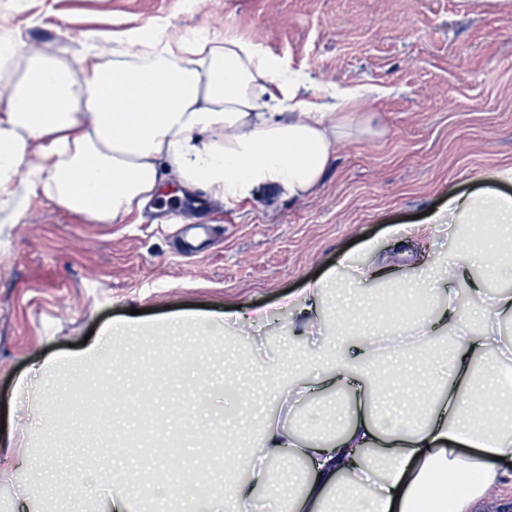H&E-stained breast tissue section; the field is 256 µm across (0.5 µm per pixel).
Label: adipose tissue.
<instances>
[{
    "label": "adipose tissue",
    "mask_w": 512,
    "mask_h": 512,
    "mask_svg": "<svg viewBox=\"0 0 512 512\" xmlns=\"http://www.w3.org/2000/svg\"><path fill=\"white\" fill-rule=\"evenodd\" d=\"M303 86L301 75L249 42L155 24L108 46L86 35L67 58L9 42L0 46V210L21 223L29 195L39 193L85 220L114 224L159 197L171 178L187 193L237 204L264 190L305 196L339 143L376 129L364 115V88L330 85L302 98ZM448 217L453 237L468 235V251L427 260L419 285L394 277L388 260L362 264L347 253L289 300L293 333L302 338L324 322L328 299L374 306L373 283L410 302L416 315L401 325L385 312L382 337L348 347L327 342L309 356L289 348L269 378L289 401L323 393L329 402L301 427L264 422L243 447L248 477L232 479L224 497L233 512L265 488L281 490L283 464L294 459L302 489L289 494L293 512H472L500 482L497 460L512 456V383L502 379L512 341L501 331L512 291L483 296L466 312L455 298L472 285L467 267L482 266L489 281L512 268V196H452ZM491 249L506 261L481 265ZM434 283L446 292L439 309ZM270 319L262 309L244 315L229 307L159 326L127 321L72 362L99 365L112 343L139 347L160 331L220 341L227 329L253 330ZM475 319L481 330L471 336ZM388 350L418 358V368L398 365L391 375L420 403L383 411L374 401L376 364ZM480 389L495 396L486 414L474 407ZM464 445L474 454H462Z\"/></svg>",
    "instance_id": "adipose-tissue-1"
}]
</instances>
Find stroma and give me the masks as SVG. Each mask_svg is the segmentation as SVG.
I'll list each match as a JSON object with an SVG mask.
<instances>
[{
	"label": "stroma",
	"instance_id": "obj_1",
	"mask_svg": "<svg viewBox=\"0 0 512 512\" xmlns=\"http://www.w3.org/2000/svg\"><path fill=\"white\" fill-rule=\"evenodd\" d=\"M147 23L249 41L311 88L366 87L383 133L340 143L302 198L264 194L203 208L167 188L153 208L93 224L38 195L24 223H0V415L26 433L31 453L51 444L75 471L91 467L102 477L96 489L75 482L66 495L48 483L43 512H92L120 443L132 476L147 465V449L171 441L178 451L159 481H175L184 466L203 469L225 451L223 425L202 422L208 407L246 417L253 428L282 413L280 399L257 391L288 338V295L345 252L373 261L364 239L442 208L449 195H512V183L493 178L512 166V0H198L191 13L181 0H0V35L64 55L87 33L108 42ZM229 306L273 314L270 326L243 339L253 367L237 391L215 371L225 360L221 347L198 349L194 364L173 369L192 346L188 336L148 345L141 376L117 383L103 369L49 382L38 372L44 359L131 310L160 320ZM202 374L208 406L176 415L152 400L147 429L124 410L108 430L93 418L101 387L140 394L149 385L178 401L196 393ZM63 411L70 429L60 433ZM206 427L209 439H195Z\"/></svg>",
	"mask_w": 512,
	"mask_h": 512
}]
</instances>
